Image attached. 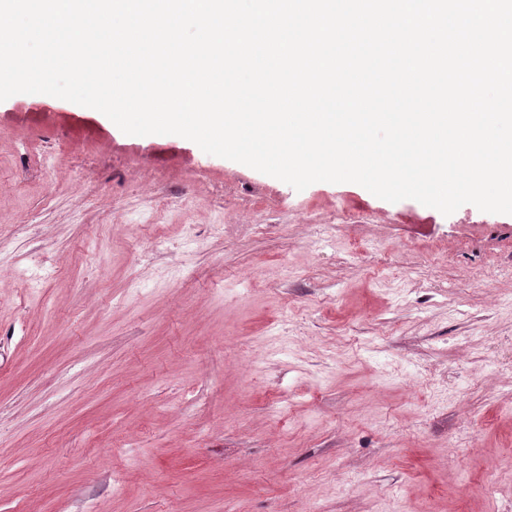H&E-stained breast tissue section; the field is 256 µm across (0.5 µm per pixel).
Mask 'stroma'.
Masks as SVG:
<instances>
[{
    "instance_id": "35a3bbf8",
    "label": "stroma",
    "mask_w": 512,
    "mask_h": 512,
    "mask_svg": "<svg viewBox=\"0 0 512 512\" xmlns=\"http://www.w3.org/2000/svg\"><path fill=\"white\" fill-rule=\"evenodd\" d=\"M1 221L0 512L512 505V214L17 94Z\"/></svg>"
}]
</instances>
